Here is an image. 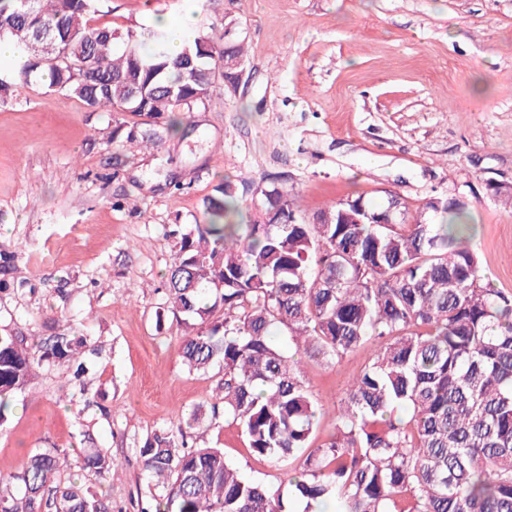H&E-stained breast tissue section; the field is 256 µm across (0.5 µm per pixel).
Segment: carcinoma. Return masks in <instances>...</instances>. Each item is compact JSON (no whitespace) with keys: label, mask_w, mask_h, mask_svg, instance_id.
I'll use <instances>...</instances> for the list:
<instances>
[{"label":"carcinoma","mask_w":512,"mask_h":512,"mask_svg":"<svg viewBox=\"0 0 512 512\" xmlns=\"http://www.w3.org/2000/svg\"><path fill=\"white\" fill-rule=\"evenodd\" d=\"M97 12L98 0H0V39L17 46L0 65V98L35 78L90 112L140 117L115 125L112 141L155 147L160 125L206 109L216 78L237 89L241 44L199 36L173 54L167 29L99 25ZM41 30L62 50L50 61ZM256 188L226 178L193 230L172 225L166 307L195 326L179 345L184 365L224 371V418L241 425L249 452L298 467L285 490L246 478L222 449L188 444L195 412L137 448L156 489L150 512H288L291 497L304 512H512V299L482 282L466 204L433 196L412 212L392 193L380 207L359 196L308 224L272 183L251 199L265 221L233 223ZM372 338L331 439L311 447L321 408L302 355L338 361ZM87 353L97 349L66 327L36 345L1 332L0 424L45 365L68 364L86 395ZM84 465L112 479L109 450L91 449ZM68 468L65 454H30L0 479V512H113L110 498L62 479Z\"/></svg>","instance_id":"1"}]
</instances>
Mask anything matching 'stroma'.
Listing matches in <instances>:
<instances>
[{
  "label": "stroma",
  "mask_w": 512,
  "mask_h": 512,
  "mask_svg": "<svg viewBox=\"0 0 512 512\" xmlns=\"http://www.w3.org/2000/svg\"><path fill=\"white\" fill-rule=\"evenodd\" d=\"M164 16L190 17L200 36L236 19L246 61L235 93L216 85L157 148L113 144L130 113L90 112L39 84L0 103V331L43 339L65 321L100 351L93 405L70 400L61 364L13 397L0 476L55 448L114 512L151 499L142 440L196 409L194 444L268 485L292 473L213 413L221 372H189L178 355L189 327L156 319L175 254L167 227L194 223L220 178L284 177L308 222L350 197L380 205L393 192L412 209L460 198L484 283L512 299V207L494 191L512 192V0H101L97 19L135 28ZM375 351L304 360L323 406L314 445ZM90 447L111 452L110 482L82 470Z\"/></svg>",
  "instance_id": "stroma-1"
}]
</instances>
